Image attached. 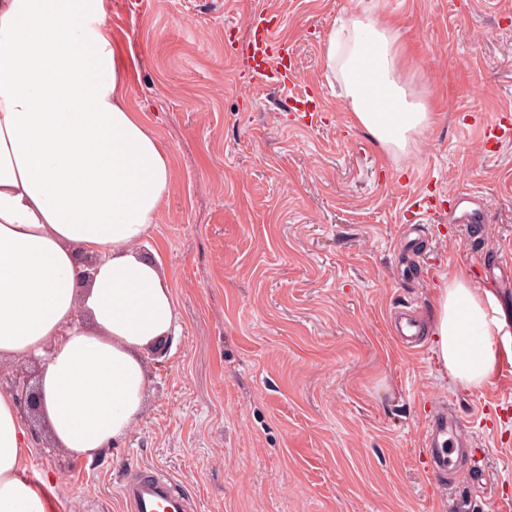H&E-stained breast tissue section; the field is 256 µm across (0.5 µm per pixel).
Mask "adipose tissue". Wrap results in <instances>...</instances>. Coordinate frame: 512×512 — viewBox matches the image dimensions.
Returning a JSON list of instances; mask_svg holds the SVG:
<instances>
[{"mask_svg": "<svg viewBox=\"0 0 512 512\" xmlns=\"http://www.w3.org/2000/svg\"><path fill=\"white\" fill-rule=\"evenodd\" d=\"M398 32L370 13L325 48L350 110L382 146L431 121L399 75ZM169 154L128 103L103 0H0V360L41 361L42 414L59 447L93 459L138 420L144 352L175 335L176 301L150 237ZM96 257L82 278L81 255ZM506 317L468 273L450 274L428 332L443 370L481 387ZM30 434L0 392V512H51L21 474Z\"/></svg>", "mask_w": 512, "mask_h": 512, "instance_id": "adipose-tissue-1", "label": "adipose tissue"}]
</instances>
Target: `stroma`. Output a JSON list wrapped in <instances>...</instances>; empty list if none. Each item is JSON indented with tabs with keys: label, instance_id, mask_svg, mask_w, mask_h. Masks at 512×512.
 I'll return each mask as SVG.
<instances>
[{
	"label": "stroma",
	"instance_id": "obj_1",
	"mask_svg": "<svg viewBox=\"0 0 512 512\" xmlns=\"http://www.w3.org/2000/svg\"><path fill=\"white\" fill-rule=\"evenodd\" d=\"M368 9L398 30L402 78L431 124L389 150L360 127L325 59L336 23ZM130 106L173 176L151 233L181 332L145 353L140 419L93 460L27 427L22 467L51 474L54 512H123L133 467L162 469L194 512H512V362L466 389L431 341L402 348L397 307L429 324L438 287L478 250L512 254V141L477 116L512 114V0H104ZM292 47L289 87L255 81L236 52L252 15ZM320 100L302 116L287 94ZM486 204L473 246L449 214ZM435 207L398 236L414 201ZM456 411L487 483L436 493L425 468L433 406Z\"/></svg>",
	"mask_w": 512,
	"mask_h": 512
}]
</instances>
